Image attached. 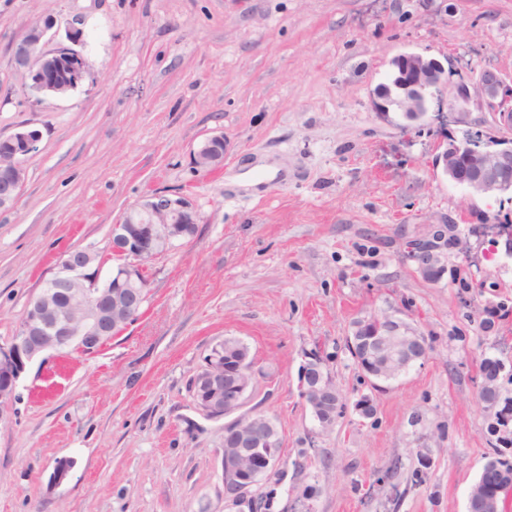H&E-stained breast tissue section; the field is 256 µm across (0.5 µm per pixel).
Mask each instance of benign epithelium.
Segmentation results:
<instances>
[{"mask_svg":"<svg viewBox=\"0 0 512 512\" xmlns=\"http://www.w3.org/2000/svg\"><path fill=\"white\" fill-rule=\"evenodd\" d=\"M55 23L34 30L25 27L12 42L16 66L26 70L32 87L48 96H61L78 87L88 72L83 53L61 48L48 49L55 36ZM394 73L402 78L400 97L404 118L421 120L435 93L448 92V121L468 123L470 108L491 111L497 123L512 130V74L495 68L483 70L473 82L453 81L438 60L407 52L392 60ZM41 130L27 127L0 136V209L13 207L25 181L26 163L38 151ZM462 157L455 140L450 139L435 157L434 167L446 179L463 182L469 196L488 197L512 188V146L489 144L480 149L467 144ZM207 155L212 164L224 156V135H215L198 149L195 159ZM199 216L192 201L183 195L153 193L133 204L112 225L111 247L119 263L103 283L86 273L97 255L89 250L65 253L58 274L44 283L22 316L12 339L0 344V419L27 366L36 357L75 349L83 352L100 348L123 328L137 320L149 293V281L142 263L166 252L176 241L184 240L198 228ZM458 223L434 224L424 234L406 241L407 255L416 272L428 282H436L448 271V256L460 249ZM363 337L365 349L378 350L379 344L394 348L402 356L409 350L426 357L423 336L409 324L391 315L379 318L376 326L355 332ZM249 352L227 357L220 346L213 347L200 371L193 377V397L199 410L210 417H222L241 409L250 386L246 379ZM303 397L313 408L315 418L327 428L337 410L336 389L324 377L323 360L314 355L306 364ZM224 479L226 489L246 492L256 477L272 468L280 457L279 440L265 419L252 415L239 417L224 427Z\"/></svg>","mask_w":512,"mask_h":512,"instance_id":"1","label":"benign epithelium"}]
</instances>
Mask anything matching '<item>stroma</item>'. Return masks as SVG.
I'll list each match as a JSON object with an SVG mask.
<instances>
[{"label": "stroma", "instance_id": "stroma-1", "mask_svg": "<svg viewBox=\"0 0 512 512\" xmlns=\"http://www.w3.org/2000/svg\"><path fill=\"white\" fill-rule=\"evenodd\" d=\"M48 14L52 48L84 34L89 73L63 97L34 91L10 52ZM405 52L467 81L511 74L512 0H0V136L43 134L0 211V343L66 251H95L91 271L106 279L112 226L143 196L181 194L200 215L192 239L146 263L136 322L94 354L28 365L0 416V512H467L494 455L481 363H512V256L506 237L464 224L430 283L405 242L467 208L512 225V193L469 198L432 166L447 137L512 131L476 107L468 126L449 123L441 96L417 124L376 111ZM219 134L223 159L198 168ZM267 159L282 171L263 170ZM241 173L251 186L229 187ZM391 312L428 354L377 391L345 341L354 321ZM227 337L254 360L244 412L282 438L238 497L224 488L227 420L188 390ZM314 352L343 404L328 429L301 395ZM365 396L370 418L356 407ZM311 483L321 492L304 498Z\"/></svg>", "mask_w": 512, "mask_h": 512}]
</instances>
